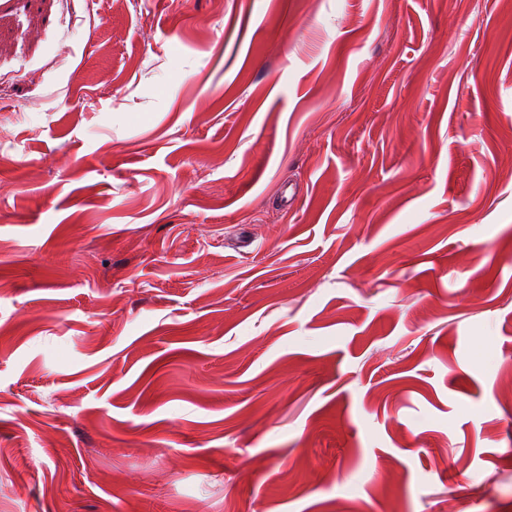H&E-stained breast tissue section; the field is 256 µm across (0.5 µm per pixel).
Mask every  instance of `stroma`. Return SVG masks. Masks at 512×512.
<instances>
[{
    "label": "stroma",
    "mask_w": 512,
    "mask_h": 512,
    "mask_svg": "<svg viewBox=\"0 0 512 512\" xmlns=\"http://www.w3.org/2000/svg\"><path fill=\"white\" fill-rule=\"evenodd\" d=\"M0 512H512V0H0Z\"/></svg>",
    "instance_id": "35a3bbf8"
}]
</instances>
